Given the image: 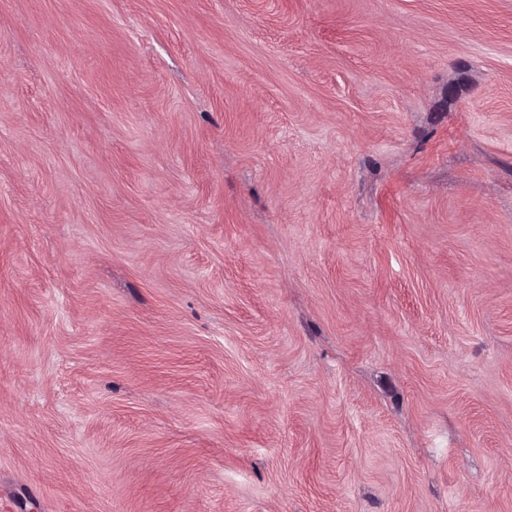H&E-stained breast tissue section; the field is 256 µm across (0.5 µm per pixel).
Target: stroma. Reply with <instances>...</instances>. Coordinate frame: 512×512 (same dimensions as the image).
Wrapping results in <instances>:
<instances>
[{
	"mask_svg": "<svg viewBox=\"0 0 512 512\" xmlns=\"http://www.w3.org/2000/svg\"><path fill=\"white\" fill-rule=\"evenodd\" d=\"M6 512H512V0H0Z\"/></svg>",
	"mask_w": 512,
	"mask_h": 512,
	"instance_id": "stroma-1",
	"label": "stroma"
}]
</instances>
